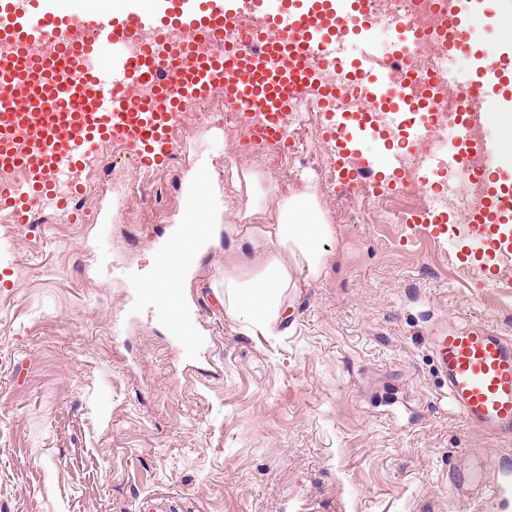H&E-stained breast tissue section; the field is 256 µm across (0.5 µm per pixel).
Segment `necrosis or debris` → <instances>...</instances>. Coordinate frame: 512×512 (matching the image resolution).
<instances>
[{"instance_id": "necrosis-or-debris-1", "label": "necrosis or debris", "mask_w": 512, "mask_h": 512, "mask_svg": "<svg viewBox=\"0 0 512 512\" xmlns=\"http://www.w3.org/2000/svg\"><path fill=\"white\" fill-rule=\"evenodd\" d=\"M460 0H370L377 23L390 31L408 27L418 40L412 45L390 44L373 60V70L379 71L390 84L413 91V103L425 109V130L403 137L398 149L397 168L401 173L395 193H379L371 186V164L357 165L356 182H342L340 174L330 162V152L318 137L323 133L331 113L361 111L367 113L370 124L388 136H395L400 125L391 110L374 104L371 94H359L347 76L334 68L314 64L315 82L335 85L337 93L328 101L299 94L288 105L285 125L286 144L276 145L275 153L287 154L291 162L313 165L325 189L334 192L338 208L351 222H359L369 211L386 216H398L394 199L405 201L428 200L433 208L448 210L458 218H472L484 211L489 197L482 168L485 164L483 144L486 125L472 123L458 150L449 152L442 165L447 170L448 188L440 190L426 181L427 161L439 150L442 131L459 126L467 109L464 96V78L448 76V62L457 50L450 33L456 22ZM318 140L315 152L305 149L306 137Z\"/></svg>"}]
</instances>
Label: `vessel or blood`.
I'll use <instances>...</instances> for the list:
<instances>
[{"label": "vessel or blood", "mask_w": 512, "mask_h": 512, "mask_svg": "<svg viewBox=\"0 0 512 512\" xmlns=\"http://www.w3.org/2000/svg\"><path fill=\"white\" fill-rule=\"evenodd\" d=\"M362 0H277L273 9L258 7L261 57L234 47H222L187 73L171 69L159 77L157 47L144 43L130 53L127 43L142 33L179 30L190 33L183 45L191 52L193 39L223 28L238 13L225 0H164L163 7L142 10L135 0L122 8L102 11L90 28V38L76 35L74 15L56 9L51 0H0V43L12 53L0 56V170L18 171V179L0 181V208L14 223H26L33 209L56 208L78 191L76 174L100 155L104 143L115 142L132 154L163 151L170 128L185 115L189 100L224 92L227 103L252 111L269 107L262 137L280 142L286 115L279 107L305 89L304 48L319 46L335 58L331 24L345 12L361 33L375 20L361 8ZM111 45L106 71L95 68L99 50ZM346 70L366 81L370 92L400 102L405 89L387 91L372 81L370 54L361 50ZM512 74V58L483 69L468 99L473 113L492 111L504 98L505 79ZM157 87L165 109L154 112L123 97L131 83ZM512 193L496 192L488 214L472 229L484 256L512 259ZM161 277L191 269L195 251L164 245ZM433 359L448 380V401L474 432L512 444V340L480 322L468 327L443 326L431 338ZM497 476L477 467L453 477L451 498L468 512H490L512 498V460L497 463Z\"/></svg>", "instance_id": "obj_1"}]
</instances>
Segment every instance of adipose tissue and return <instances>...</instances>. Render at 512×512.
I'll use <instances>...</instances> for the list:
<instances>
[{
    "instance_id": "ef3b65f1",
    "label": "adipose tissue",
    "mask_w": 512,
    "mask_h": 512,
    "mask_svg": "<svg viewBox=\"0 0 512 512\" xmlns=\"http://www.w3.org/2000/svg\"><path fill=\"white\" fill-rule=\"evenodd\" d=\"M224 233L239 237L242 262L264 256L262 270L250 279L225 273L224 306L248 332L272 335L285 315L286 292L297 288L299 279H317L325 269L336 228L315 194L306 191L282 199L269 223L228 224Z\"/></svg>"
}]
</instances>
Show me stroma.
Segmentation results:
<instances>
[{"label":"stroma","mask_w":512,"mask_h":512,"mask_svg":"<svg viewBox=\"0 0 512 512\" xmlns=\"http://www.w3.org/2000/svg\"><path fill=\"white\" fill-rule=\"evenodd\" d=\"M484 46L512 47V0H486ZM177 165L101 155L81 223L48 211L0 223V512H460L448 477L512 446L471 431L446 398L430 338L478 321L512 339V267L487 284L464 230L340 224L324 272L276 336H252L216 295L238 268L216 237L183 290L205 347H187L157 301L133 303L206 167L282 171L224 137V117L175 126ZM153 177L157 205L126 184Z\"/></svg>","instance_id":"stroma-1"}]
</instances>
